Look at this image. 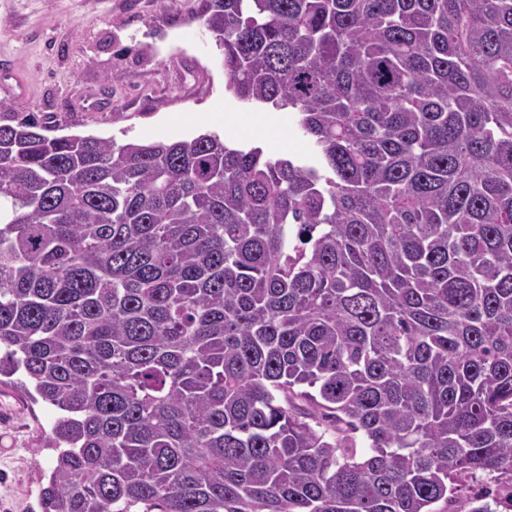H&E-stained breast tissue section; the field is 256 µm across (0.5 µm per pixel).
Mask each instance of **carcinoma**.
Segmentation results:
<instances>
[{
    "instance_id": "obj_1",
    "label": "carcinoma",
    "mask_w": 512,
    "mask_h": 512,
    "mask_svg": "<svg viewBox=\"0 0 512 512\" xmlns=\"http://www.w3.org/2000/svg\"><path fill=\"white\" fill-rule=\"evenodd\" d=\"M314 161L0 124V375L41 512H493L512 488V0H203ZM37 397L30 400L12 384H0L2 403L12 408L11 421L0 424V512H39V494L54 460V451L41 447L56 412Z\"/></svg>"
}]
</instances>
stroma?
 Wrapping results in <instances>:
<instances>
[{"label":"stroma","mask_w":512,"mask_h":512,"mask_svg":"<svg viewBox=\"0 0 512 512\" xmlns=\"http://www.w3.org/2000/svg\"><path fill=\"white\" fill-rule=\"evenodd\" d=\"M202 0H0V120L61 119L63 134L119 144L189 140L198 115L223 102L226 122L264 114L226 87L222 50ZM0 512H40L54 460L40 439L56 416L0 384Z\"/></svg>","instance_id":"obj_1"}]
</instances>
